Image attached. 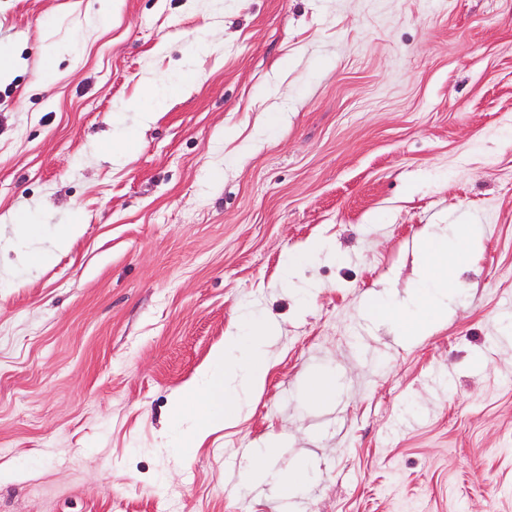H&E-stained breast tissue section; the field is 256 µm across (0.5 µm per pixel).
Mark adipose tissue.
I'll return each instance as SVG.
<instances>
[{
  "instance_id": "ef3b65f1",
  "label": "adipose tissue",
  "mask_w": 512,
  "mask_h": 512,
  "mask_svg": "<svg viewBox=\"0 0 512 512\" xmlns=\"http://www.w3.org/2000/svg\"><path fill=\"white\" fill-rule=\"evenodd\" d=\"M478 245L479 238L470 224L453 225L450 234L424 240L421 288L410 306H380L381 315L395 324L398 335H422L447 315L448 295L462 288L458 273L471 262ZM271 334L268 322L254 316L243 318L225 333L223 344L196 376L178 390L169 425L174 443L184 455H191L212 429L243 419L271 366L266 347Z\"/></svg>"
}]
</instances>
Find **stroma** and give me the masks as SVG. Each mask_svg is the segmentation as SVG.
I'll use <instances>...</instances> for the list:
<instances>
[{"label": "stroma", "mask_w": 512, "mask_h": 512, "mask_svg": "<svg viewBox=\"0 0 512 512\" xmlns=\"http://www.w3.org/2000/svg\"><path fill=\"white\" fill-rule=\"evenodd\" d=\"M0 49V512H512V0H0ZM463 223L447 321L396 335ZM246 308L264 386L181 459L172 397ZM479 243L471 224H453L449 237L447 233L423 241L421 289L411 305H380L381 315L396 325L397 335H422L433 322L447 315L448 292L465 287L458 273L471 262Z\"/></svg>", "instance_id": "obj_1"}]
</instances>
